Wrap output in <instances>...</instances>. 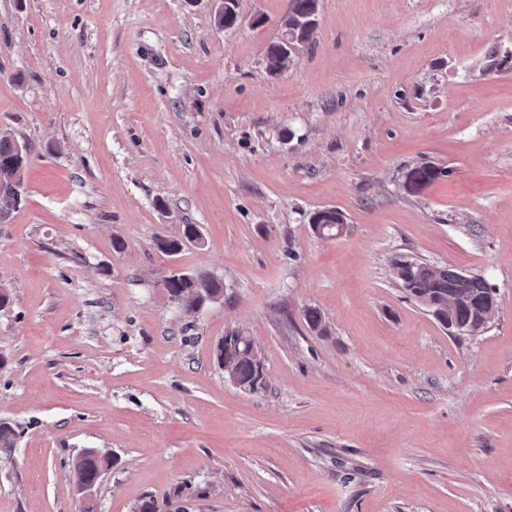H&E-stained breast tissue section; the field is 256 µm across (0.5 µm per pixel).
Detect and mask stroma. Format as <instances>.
<instances>
[{
  "mask_svg": "<svg viewBox=\"0 0 512 512\" xmlns=\"http://www.w3.org/2000/svg\"><path fill=\"white\" fill-rule=\"evenodd\" d=\"M216 7L0 0V132L31 147L0 224V512H81L88 449L115 458L92 512H512V0H319L276 74L289 0ZM425 162L445 176L408 192ZM399 255L484 276L494 320L449 331ZM174 272L223 298L185 311ZM231 330L265 389L218 366ZM287 46L278 38L269 44L265 54L266 66L270 72L277 73L283 70L289 63L291 52L286 51ZM310 224H319L322 227L320 236L336 237L338 236L345 224L342 212L335 209L319 210L310 218ZM320 226H315V233L318 234ZM201 236V231L197 225L186 224L183 225L181 240H161L158 244L160 249H158L166 255H174L182 249L183 242L194 243Z\"/></svg>",
  "mask_w": 512,
  "mask_h": 512,
  "instance_id": "stroma-1",
  "label": "stroma"
}]
</instances>
